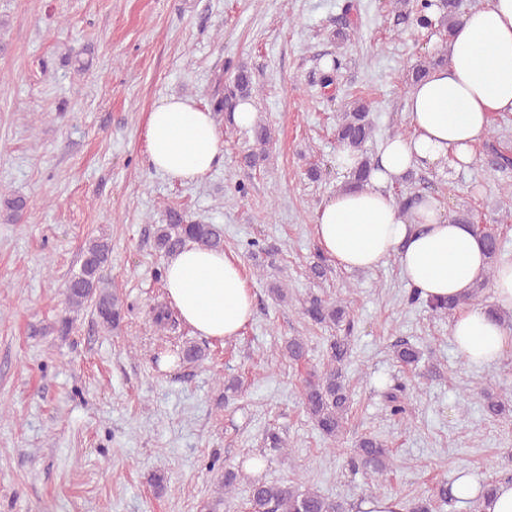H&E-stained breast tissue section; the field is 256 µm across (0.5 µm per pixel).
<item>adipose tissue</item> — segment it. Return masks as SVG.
Wrapping results in <instances>:
<instances>
[{"instance_id": "ef3b65f1", "label": "adipose tissue", "mask_w": 512, "mask_h": 512, "mask_svg": "<svg viewBox=\"0 0 512 512\" xmlns=\"http://www.w3.org/2000/svg\"><path fill=\"white\" fill-rule=\"evenodd\" d=\"M448 58L412 86L407 98L411 131L386 138L368 183L339 190L321 203L314 233L342 269L373 270L396 260L402 277L424 300L462 299L486 267L484 246L471 225L454 222L433 197L403 212L393 190L417 168L470 166L491 118L512 113V0H489L465 13L452 36L436 43ZM146 149L154 172L176 182H197L224 158L222 134L211 112L193 98L165 97L148 115ZM167 295L183 321L202 336L240 335L254 313L253 294L238 259L185 246L164 264ZM495 309L469 304L451 321L464 361L479 368L512 353V262L497 267ZM473 477L452 488L460 500L480 499L482 512H512V482H498L479 497Z\"/></svg>"}]
</instances>
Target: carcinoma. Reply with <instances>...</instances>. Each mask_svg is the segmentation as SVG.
I'll list each match as a JSON object with an SVG mask.
<instances>
[{
	"instance_id": "1",
	"label": "carcinoma",
	"mask_w": 512,
	"mask_h": 512,
	"mask_svg": "<svg viewBox=\"0 0 512 512\" xmlns=\"http://www.w3.org/2000/svg\"><path fill=\"white\" fill-rule=\"evenodd\" d=\"M397 16V24H406L417 29L433 26L443 35H449L462 16L459 0H439L437 20L429 16L432 0H390ZM447 64V57L436 54L427 61L416 64L408 71L406 83L413 86L431 69ZM252 75L244 65L235 68L233 75L224 81L222 90L212 99L215 113L234 112L239 101L250 97ZM374 136V124L370 119V108L364 102L353 103L341 113L336 125L338 146L346 147L360 157L358 166L350 172L347 184L362 186L372 168V159L367 155L366 143ZM168 223L160 225L155 232V246L164 255L177 252L192 243L203 249L224 250V230L217 224L189 221L174 210L167 212ZM474 231L481 237L487 256V268L475 281L469 300L477 301L480 289L484 288L502 260L504 246L498 227L494 224H475ZM112 252V244L106 235L90 238L84 246L82 263L78 272L68 281L66 297L70 308L80 310L90 305L98 323L110 331L119 327L123 320V306L116 293L104 285L103 268ZM303 315L315 324L337 325L349 316L347 301H328L317 295L308 297L303 303ZM345 340L334 341L330 346V358L323 370L314 375L305 388L303 404L323 438L339 442L345 429V416L349 408L343 365L347 355ZM354 469H365L382 475L392 466L387 445L376 436L365 435L356 444L355 454L350 458ZM248 512H346V504L330 499L310 489L301 490L292 484L254 482L249 487Z\"/></svg>"
}]
</instances>
